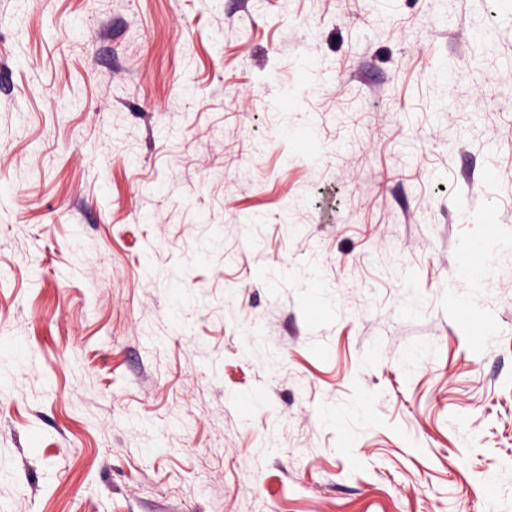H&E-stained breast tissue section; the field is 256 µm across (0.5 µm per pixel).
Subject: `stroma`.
<instances>
[{"mask_svg":"<svg viewBox=\"0 0 512 512\" xmlns=\"http://www.w3.org/2000/svg\"><path fill=\"white\" fill-rule=\"evenodd\" d=\"M0 190V512H512V0H0Z\"/></svg>","mask_w":512,"mask_h":512,"instance_id":"stroma-1","label":"stroma"}]
</instances>
